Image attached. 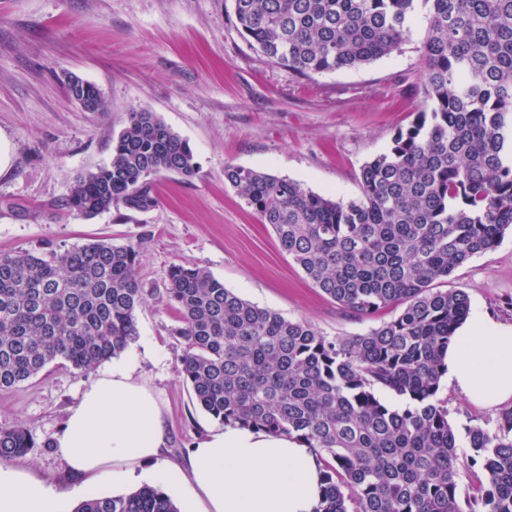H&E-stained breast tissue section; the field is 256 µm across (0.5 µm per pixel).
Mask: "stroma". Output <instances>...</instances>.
Wrapping results in <instances>:
<instances>
[{"instance_id":"stroma-1","label":"stroma","mask_w":512,"mask_h":512,"mask_svg":"<svg viewBox=\"0 0 512 512\" xmlns=\"http://www.w3.org/2000/svg\"><path fill=\"white\" fill-rule=\"evenodd\" d=\"M426 10L391 55L305 77L268 63L233 22V0H0V136L14 146L0 174V254L65 249L99 240L140 249L144 299L139 334L124 351L155 395L167 430L163 459L183 462L218 420L194 400L181 370L168 269H206L226 288L326 336L362 333L391 310L359 320L313 286L283 253L270 225L224 180L228 164L303 183L347 201L360 194L365 162L386 152L423 102ZM93 84L102 112L84 111L69 76ZM156 112L186 139L193 176L157 179L150 211L114 209L86 219L66 201L77 176L109 164L112 140L132 110ZM443 286L464 291L472 314L512 323V232L456 269ZM91 375L56 361L0 390V427L29 430L36 445L12 461L57 485L69 483L53 441ZM458 437L494 432L498 409L443 385Z\"/></svg>"}]
</instances>
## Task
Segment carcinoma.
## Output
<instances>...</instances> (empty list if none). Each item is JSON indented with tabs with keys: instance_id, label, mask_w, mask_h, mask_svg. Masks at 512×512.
<instances>
[{
	"instance_id": "cac0c4a2",
	"label": "carcinoma",
	"mask_w": 512,
	"mask_h": 512,
	"mask_svg": "<svg viewBox=\"0 0 512 512\" xmlns=\"http://www.w3.org/2000/svg\"><path fill=\"white\" fill-rule=\"evenodd\" d=\"M427 7L423 108L361 169L360 196L334 201L302 184L227 165L224 180L271 226L311 283L360 318L394 315L351 336L323 335L174 264L167 301L183 378L226 426L294 438L331 458L315 512H474L461 505L458 448L439 397L445 353L470 316L468 295L438 281L495 248L512 227V0H421ZM416 0H233L236 26L271 63L304 76L390 55ZM68 91L105 111L78 77ZM195 174L193 152L154 112H130L112 159L78 177L69 206L85 218L158 204L154 177ZM140 252L101 240L0 256V388L62 359L79 374L138 336ZM403 399L393 407L383 395ZM0 429V462L34 447ZM487 472L486 512H512V409L493 435L468 430ZM75 512H179L159 488L92 495Z\"/></svg>"
}]
</instances>
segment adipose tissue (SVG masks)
<instances>
[{"instance_id": "ef3b65f1", "label": "adipose tissue", "mask_w": 512, "mask_h": 512, "mask_svg": "<svg viewBox=\"0 0 512 512\" xmlns=\"http://www.w3.org/2000/svg\"><path fill=\"white\" fill-rule=\"evenodd\" d=\"M446 363L449 383L471 401L511 402L512 324L486 315L463 325ZM133 372L131 363H118L87 384L56 436L72 489L0 464V512H67L71 496L103 480L176 488L186 512H314L322 493L319 462L294 439L227 426L201 438L185 464L160 461L162 412Z\"/></svg>"}]
</instances>
